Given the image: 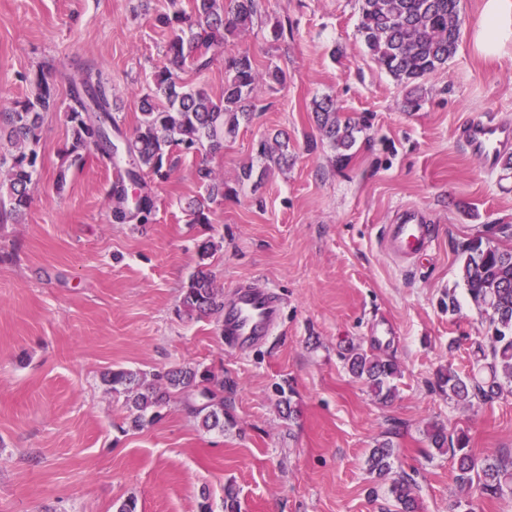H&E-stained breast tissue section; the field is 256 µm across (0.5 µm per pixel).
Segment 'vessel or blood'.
Here are the masks:
<instances>
[{"label":"vessel or blood","mask_w":512,"mask_h":512,"mask_svg":"<svg viewBox=\"0 0 512 512\" xmlns=\"http://www.w3.org/2000/svg\"><path fill=\"white\" fill-rule=\"evenodd\" d=\"M467 147L484 166H491L500 144L512 137V130L490 120L468 124L463 132ZM433 242L430 225L415 222L405 214L389 228L386 245L396 255L407 258L426 251ZM281 318V303L270 289L251 285L236 287L224 305V343L243 351L272 334Z\"/></svg>","instance_id":"obj_1"}]
</instances>
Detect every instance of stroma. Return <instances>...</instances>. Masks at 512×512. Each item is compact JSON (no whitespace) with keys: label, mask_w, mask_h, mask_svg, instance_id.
Masks as SVG:
<instances>
[{"label":"stroma","mask_w":512,"mask_h":512,"mask_svg":"<svg viewBox=\"0 0 512 512\" xmlns=\"http://www.w3.org/2000/svg\"><path fill=\"white\" fill-rule=\"evenodd\" d=\"M484 3L461 0L458 50L421 79L423 105L410 112L403 85L357 33L358 0H261L236 46L286 67L287 79L264 91L259 113L211 160L226 195L205 224L185 210L203 191L192 156L155 184L152 223H113L115 169L92 155L70 167L65 115L45 114L29 206L0 224V512H115L131 496L138 512H198L204 498L221 512L229 484L241 512H388L393 502L365 466L385 439L396 470L420 489L421 512H512L510 498L460 490L451 456L424 435L438 422L466 431L477 455L512 458V394L463 403L437 386L441 369L471 371L485 334L460 245L483 237L512 247L499 232L512 225V171L484 168L459 135L476 118L512 127V44L494 58L479 51ZM170 10V0H0V107L26 96L25 77L39 68L67 104L69 77L91 67L133 131L165 59L167 31L155 18ZM283 19L294 35L272 41ZM326 96L371 124L342 168L312 120L313 101ZM279 134L293 160L253 188L241 168L259 138ZM406 211L434 232L408 263L384 243ZM210 239L221 244L207 261L217 288L252 283L282 303L272 336L244 353L225 347L222 314L180 310ZM381 323L392 333L380 339ZM353 348L397 362L391 401L348 372ZM185 365L223 374L233 419L224 432L201 428L179 394L132 428L125 396L102 381L118 368ZM278 384L292 389L295 418Z\"/></svg>","instance_id":"1"}]
</instances>
